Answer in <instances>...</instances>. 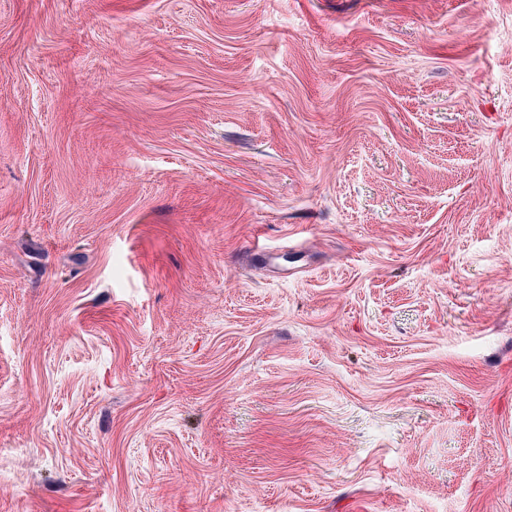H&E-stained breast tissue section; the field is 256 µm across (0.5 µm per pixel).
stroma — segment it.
<instances>
[{
  "label": "stroma",
  "instance_id": "obj_1",
  "mask_svg": "<svg viewBox=\"0 0 512 512\" xmlns=\"http://www.w3.org/2000/svg\"><path fill=\"white\" fill-rule=\"evenodd\" d=\"M0 512H512V0H0Z\"/></svg>",
  "mask_w": 512,
  "mask_h": 512
}]
</instances>
